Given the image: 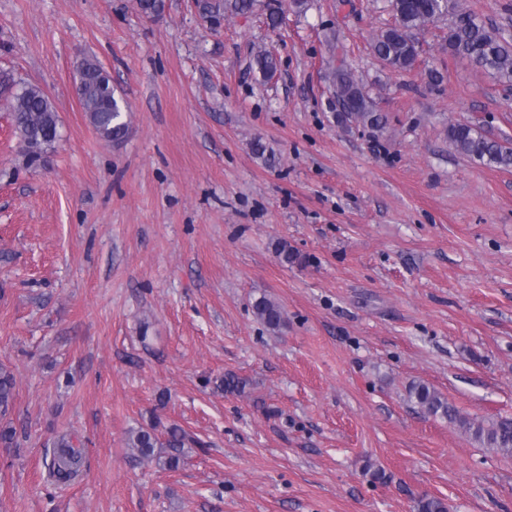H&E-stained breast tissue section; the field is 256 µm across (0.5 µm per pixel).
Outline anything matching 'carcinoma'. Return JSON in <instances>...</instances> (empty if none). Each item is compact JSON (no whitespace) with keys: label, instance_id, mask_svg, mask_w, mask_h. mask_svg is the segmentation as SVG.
I'll return each instance as SVG.
<instances>
[{"label":"carcinoma","instance_id":"1","mask_svg":"<svg viewBox=\"0 0 512 512\" xmlns=\"http://www.w3.org/2000/svg\"><path fill=\"white\" fill-rule=\"evenodd\" d=\"M261 5L268 25L278 27L283 21V0H196L198 14L212 26H219L228 15H236ZM139 14L146 19H159L166 10V0H136ZM395 16L393 24L380 31L373 41L374 54L396 69L412 66L418 56L415 31L444 17L450 18L446 45L448 51L469 58L483 70L512 81V38L487 25L478 16L461 6L458 0H391ZM253 61L265 76L276 70L274 56L258 49ZM77 95L95 132L114 145L121 144L130 131L122 101L115 96L112 81L101 65L85 56L77 66ZM329 79L336 89L340 112L337 122L380 129L385 117L374 110L373 103L345 60L332 67ZM14 79L0 73V97L6 96L12 124L25 144L31 163L41 160L43 153L59 138L58 116L45 92L27 85L14 92ZM448 140L462 154L495 168H512V143L491 139L479 127L456 123L448 127ZM255 316L268 328L278 330L285 324L281 307L263 296L253 305ZM13 373L0 366V415L8 413L15 400ZM408 400L422 413L445 419L458 426L483 448H492L506 456L512 455V418L491 420L471 418L449 404L448 399L424 383L408 387ZM194 444L185 431L177 426L159 435L155 428L138 427L128 433L127 448L135 459L155 463L169 470L179 467L186 455L185 448ZM49 473L59 480H69L84 466L82 449L69 435L60 436L45 457ZM417 512H449L442 499L425 496L418 500Z\"/></svg>","mask_w":512,"mask_h":512}]
</instances>
